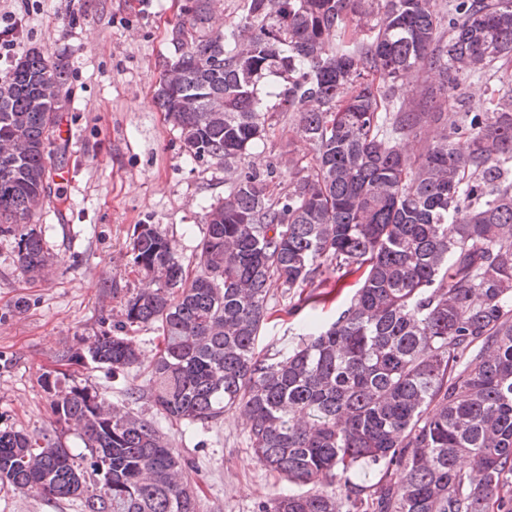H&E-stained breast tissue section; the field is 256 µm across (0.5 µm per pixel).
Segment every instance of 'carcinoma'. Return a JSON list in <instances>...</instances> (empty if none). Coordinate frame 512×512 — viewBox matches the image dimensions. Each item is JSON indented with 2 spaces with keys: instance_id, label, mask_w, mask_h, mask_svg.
<instances>
[{
  "instance_id": "cac0c4a2",
  "label": "carcinoma",
  "mask_w": 512,
  "mask_h": 512,
  "mask_svg": "<svg viewBox=\"0 0 512 512\" xmlns=\"http://www.w3.org/2000/svg\"><path fill=\"white\" fill-rule=\"evenodd\" d=\"M240 0L210 27L189 0L155 100L195 161L234 170L202 206L195 262L153 224L130 248L146 280L120 320L41 375L52 433L0 431V490L80 512H198L189 463L162 422L185 429L239 410L257 462L307 485L259 512H512V91L458 112L471 77L512 63V0ZM428 72L420 94L398 82ZM62 62L32 50L0 79V236L39 279L52 261L33 223L50 193ZM278 112L313 145L288 184L245 166ZM436 131L414 155L410 142ZM359 275L323 325L268 357L255 345L270 288ZM163 339L144 367L152 422L74 382L67 368L141 367L133 326ZM73 434L83 448L66 447ZM377 469L359 484L351 475Z\"/></svg>"
}]
</instances>
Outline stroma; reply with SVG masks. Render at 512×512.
Listing matches in <instances>:
<instances>
[{
	"label": "stroma",
	"mask_w": 512,
	"mask_h": 512,
	"mask_svg": "<svg viewBox=\"0 0 512 512\" xmlns=\"http://www.w3.org/2000/svg\"><path fill=\"white\" fill-rule=\"evenodd\" d=\"M1 11L22 22L19 54L38 49L68 71L58 96L59 153L50 160L54 194L34 217L48 226L57 261L44 278L27 280L13 238L0 236V430L45 431L42 373L54 368L58 351L94 335L102 317L117 312L123 289L141 285L128 246L135 225H157L183 259H192L205 229L203 204L224 196V166L192 160L155 103L163 64L175 55L170 31L181 19L178 0H0ZM312 154L289 114L280 113L250 163L284 182L289 158ZM357 281L348 276L333 301L304 306L272 289L259 350L296 343L304 317L333 320ZM74 378L119 406L128 403V389L139 388L134 413L156 416L142 370L114 375L89 365ZM166 433L195 468L199 512H258L260 502L289 488L257 463L240 411L225 412L221 423L192 437L176 426Z\"/></svg>",
	"instance_id": "35a3bbf8"
}]
</instances>
